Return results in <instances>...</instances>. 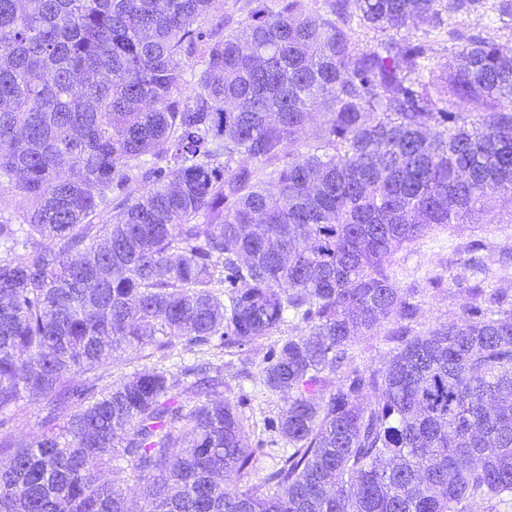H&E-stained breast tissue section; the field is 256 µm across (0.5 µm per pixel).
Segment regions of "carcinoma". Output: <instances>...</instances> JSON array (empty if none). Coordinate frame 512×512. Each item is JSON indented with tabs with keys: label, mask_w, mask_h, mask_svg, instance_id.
Returning a JSON list of instances; mask_svg holds the SVG:
<instances>
[{
	"label": "carcinoma",
	"mask_w": 512,
	"mask_h": 512,
	"mask_svg": "<svg viewBox=\"0 0 512 512\" xmlns=\"http://www.w3.org/2000/svg\"><path fill=\"white\" fill-rule=\"evenodd\" d=\"M256 2L225 35L215 0H0V213L29 202L24 223L0 222V413H43L25 444L0 434V512L512 498V295L486 285L485 243L448 265L468 297L459 320L400 325L384 368L351 367L357 336L420 313L398 251L435 226L512 223V37L448 29L459 62L440 86L430 45L404 31L483 0H357V15L349 0ZM361 29L393 36L361 48ZM313 112L322 145L303 154ZM135 170L144 188L112 219ZM287 322L299 334L261 384L285 396L290 448L244 489L224 473L251 472L256 452L220 375L87 377L148 346L240 348ZM119 460L146 480L137 510L101 479Z\"/></svg>",
	"instance_id": "cac0c4a2"
}]
</instances>
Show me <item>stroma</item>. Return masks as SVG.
<instances>
[{"mask_svg": "<svg viewBox=\"0 0 512 512\" xmlns=\"http://www.w3.org/2000/svg\"><path fill=\"white\" fill-rule=\"evenodd\" d=\"M474 240L512 244V224L439 226L395 255L393 269L398 275V284L404 289H414L415 300L420 306L419 316L413 324L415 331L459 319L467 296L449 281L448 262L458 259L459 248ZM388 331V326L384 325L374 335L357 337L355 367L361 370L383 367L393 347ZM273 345V339L269 338L231 354L209 344L194 345L182 339L167 350L148 349L127 354L97 369L96 374L101 384L107 385L140 371L166 370L176 365L192 367L207 363L220 368L224 376V396L239 404L247 419L249 443L257 456L255 470L244 475L226 476L224 482L231 488L252 485L274 468L277 449L288 445L274 428L284 408L281 395L261 394L253 388V381L259 376Z\"/></svg>", "mask_w": 512, "mask_h": 512, "instance_id": "1", "label": "stroma"}]
</instances>
